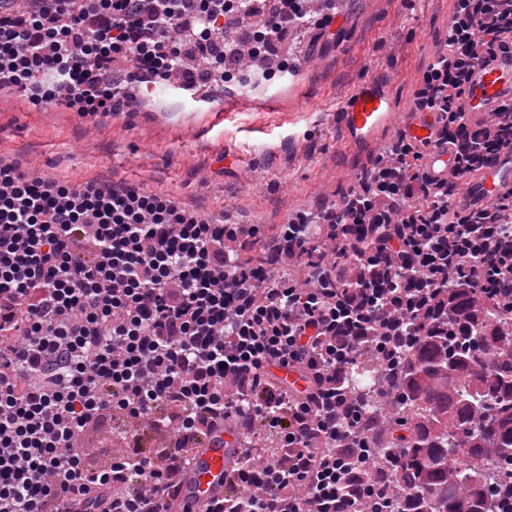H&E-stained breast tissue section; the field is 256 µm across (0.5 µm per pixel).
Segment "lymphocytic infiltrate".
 I'll return each mask as SVG.
<instances>
[{
	"instance_id": "f902f5d3",
	"label": "lymphocytic infiltrate",
	"mask_w": 512,
	"mask_h": 512,
	"mask_svg": "<svg viewBox=\"0 0 512 512\" xmlns=\"http://www.w3.org/2000/svg\"><path fill=\"white\" fill-rule=\"evenodd\" d=\"M16 2L0 0V90L105 116L149 77L260 84L290 74L294 31L336 40L307 0ZM507 31L512 0H455L414 98L439 115L434 142L398 132L338 201L269 237L162 192L1 162L0 512H167L193 440L227 423L243 456L203 512H401L385 470L359 477L381 417L348 376L376 361L398 401L410 352L449 314L512 312V191L461 203L465 178L512 149V96L473 125L461 106L477 63L512 51ZM432 146L452 149V178L425 168ZM109 414L120 440L145 422L169 442L90 464L81 435ZM262 442L281 457L258 461Z\"/></svg>"
}]
</instances>
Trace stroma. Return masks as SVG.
I'll return each mask as SVG.
<instances>
[{
    "label": "stroma",
    "mask_w": 512,
    "mask_h": 512,
    "mask_svg": "<svg viewBox=\"0 0 512 512\" xmlns=\"http://www.w3.org/2000/svg\"><path fill=\"white\" fill-rule=\"evenodd\" d=\"M453 8L454 0H341L337 43L306 32L296 79L241 100L217 95L216 126L190 100L168 99L162 83L136 111L109 117L58 99L38 110L17 90L0 92V161L44 180L164 192L202 219L275 232L289 212L336 201L371 165L343 143L337 112L370 80L407 111Z\"/></svg>",
    "instance_id": "stroma-1"
}]
</instances>
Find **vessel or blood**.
<instances>
[{"instance_id":"vessel-or-blood-1","label":"vessel or blood","mask_w":512,"mask_h":512,"mask_svg":"<svg viewBox=\"0 0 512 512\" xmlns=\"http://www.w3.org/2000/svg\"><path fill=\"white\" fill-rule=\"evenodd\" d=\"M507 94L512 95V53L475 72L468 85L464 109L471 120H485ZM337 117L340 131L348 142L362 147L371 146L382 133L393 128L418 141L430 139L438 128L435 113L404 116L397 112L378 82L360 86ZM509 190H512L511 149L501 152L491 168L469 178L463 195L472 207L482 208ZM238 456V438L231 427H221L203 436L181 472L180 492L170 507L171 512H199L205 501L223 497Z\"/></svg>"}]
</instances>
